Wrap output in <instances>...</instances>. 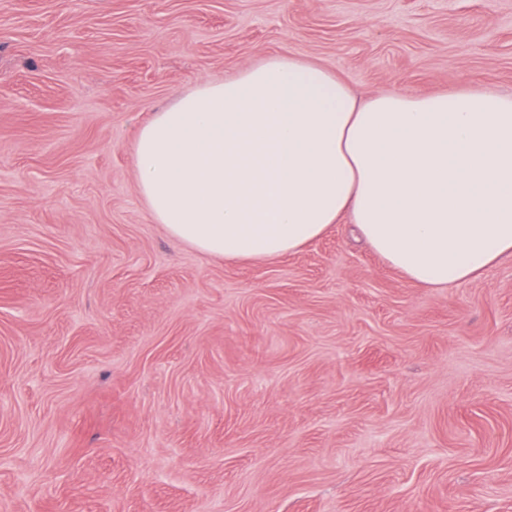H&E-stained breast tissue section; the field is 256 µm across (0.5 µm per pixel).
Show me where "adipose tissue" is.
Listing matches in <instances>:
<instances>
[{"instance_id":"adipose-tissue-1","label":"adipose tissue","mask_w":512,"mask_h":512,"mask_svg":"<svg viewBox=\"0 0 512 512\" xmlns=\"http://www.w3.org/2000/svg\"><path fill=\"white\" fill-rule=\"evenodd\" d=\"M138 193L177 243L264 262L342 216L391 268L459 287L512 255V95L356 97L326 68L268 55L152 113Z\"/></svg>"}]
</instances>
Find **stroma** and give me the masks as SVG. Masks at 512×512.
<instances>
[{
  "label": "stroma",
  "instance_id": "stroma-1",
  "mask_svg": "<svg viewBox=\"0 0 512 512\" xmlns=\"http://www.w3.org/2000/svg\"><path fill=\"white\" fill-rule=\"evenodd\" d=\"M269 54L512 94V0H0V512H512L511 257L227 262L141 201L135 125Z\"/></svg>",
  "mask_w": 512,
  "mask_h": 512
}]
</instances>
